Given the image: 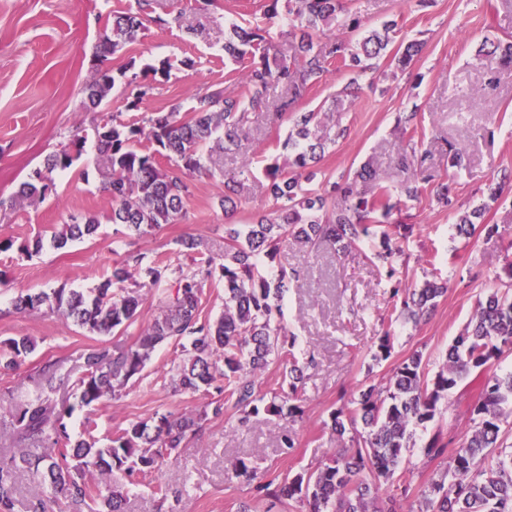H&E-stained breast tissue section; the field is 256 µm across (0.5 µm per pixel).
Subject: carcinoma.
Segmentation results:
<instances>
[{
  "mask_svg": "<svg viewBox=\"0 0 512 512\" xmlns=\"http://www.w3.org/2000/svg\"><path fill=\"white\" fill-rule=\"evenodd\" d=\"M281 0H265L266 22L247 29L234 24L224 42V55L244 64L243 98H228L216 90L197 99L193 110L179 116L172 111L152 116L142 123L124 122L114 115H102L86 128L79 126L70 145L48 155L21 183L17 200L36 205L51 190L37 177L54 175L79 158L88 138H93L102 189L112 198L108 220L119 239L141 238L182 215L190 186L187 176L209 172L203 162V148L220 153L237 144L248 109L257 106L272 87L283 94L277 116L292 124L285 146L291 157L281 166L265 167L269 194L282 201L271 213H256L248 224L225 227L224 255L214 256L201 238L187 236L179 241L196 254L201 270L180 273L178 288L160 306L153 322L143 328L133 345L118 352L100 344L85 353V371L76 383L77 404L59 401L66 376L55 360L43 362L36 374L32 393L10 403L0 426L10 431L23 447L0 448V508L12 503L18 473L41 484L45 495L30 502V512H52L51 504L62 497L78 512H124V487L112 483V474L143 476L159 463L187 447L190 439L210 417L231 408L238 423L246 426L259 415L292 416L301 412L298 398L302 370L293 350L286 348L287 334L280 324L281 300L288 283L305 276L302 269L267 276L262 265L271 263L291 241L314 248L329 245L344 253L371 236L380 235L381 250L374 258L386 267V276L398 274L401 246L397 240L412 232V225L394 218L400 211L390 186L382 183L372 163H365L341 181L326 180L311 186L314 167L324 146L312 141L311 127L319 113L301 110L299 103L329 73L330 67L366 70L370 61L387 53L398 22L384 23L352 46L336 36L342 27L361 28L349 0H287L288 12L281 14ZM137 9L114 11L98 37L95 76L85 88V107L98 111L115 87L112 69L104 66L108 56L135 42L145 23L167 27L177 18L152 16L148 0H136ZM284 24L294 39L293 54L270 55L275 26ZM417 40L393 50L396 67L413 65L420 51ZM490 65L485 79L496 81L497 67H512V42L497 43L485 53ZM172 65L162 61L147 65L140 73L126 76V85L136 87L128 107H139L154 84L170 78ZM417 112L397 117L403 135L417 134ZM411 201L424 195L456 213L448 184L419 162L400 188ZM480 210L457 216L459 235L471 233ZM100 217L88 213L72 216L52 231L49 243L63 249L73 241L96 237ZM170 265L162 258L131 253L112 266V276L96 291L84 293L64 285L47 293H27L17 298L15 308L37 312L46 309L70 319L82 330L105 336L126 330L137 319L144 298L124 284L139 275L156 285L166 277ZM219 274L224 282V311L216 318H200L201 296L206 278ZM447 283L427 280L415 288L396 280L391 298L401 304L399 315L415 324L426 319L447 292ZM174 342L181 357L170 370V384L187 394H206L216 382L224 398L210 400L181 413H155L149 420H131L113 432L105 444L87 439L71 440L65 419L76 408L89 407L105 397L119 399L129 381L141 375L158 345ZM512 346V295L492 290L479 301L463 332L449 346L441 368L429 374L422 356L413 354L394 367L387 386H368L359 391L351 406H340L329 414L330 428L338 440L348 444L313 471L276 475L255 486L260 500L296 501L307 512H397L399 499L382 496V485L393 479L407 450L417 444L416 429H427L448 405V393L469 377L478 382L480 394L473 413L474 429L452 446L442 429L420 439V460L428 465L446 461L420 491L417 508L409 512H512V450H506L502 425L505 406L512 405V370L505 374L486 373L500 360L504 348ZM30 336L0 341V370L14 369L20 359L35 352ZM283 365L282 384L289 393L266 397L258 391L257 373L272 361ZM98 472L104 482L94 483L88 474Z\"/></svg>",
  "mask_w": 512,
  "mask_h": 512,
  "instance_id": "cac0c4a2",
  "label": "carcinoma"
}]
</instances>
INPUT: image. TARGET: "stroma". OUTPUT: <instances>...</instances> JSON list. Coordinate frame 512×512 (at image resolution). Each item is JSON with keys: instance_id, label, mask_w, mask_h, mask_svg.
<instances>
[{"instance_id": "1", "label": "stroma", "mask_w": 512, "mask_h": 512, "mask_svg": "<svg viewBox=\"0 0 512 512\" xmlns=\"http://www.w3.org/2000/svg\"><path fill=\"white\" fill-rule=\"evenodd\" d=\"M134 0H0V238L17 245L39 233L52 232L69 216L92 211L108 214L111 199L101 190L95 168L96 150L86 143L73 165L57 174L43 202L12 205L11 200L31 170L51 153L70 143L77 124H90L83 109L84 85L94 76L98 34L112 11L132 6ZM364 29L381 27L395 19L399 39L421 40L423 50L415 64L400 71L389 57L376 60L374 69L354 72L331 70L304 98V110L326 107L329 114L313 128L324 143L317 181L337 180L364 162H373L382 181L400 187L406 178L398 157L407 148L394 131L398 113L418 112L415 143L426 164L450 184L459 212L484 207L482 228L470 237L459 236L454 219L431 197L409 205L414 231L404 249L410 261L402 273L421 284L430 271L448 281L431 316L419 324L389 323L391 284L372 253L379 239L335 257L294 245L277 257L278 268H304L307 275L292 285L282 302L281 322L294 352L304 360L300 400L303 416L282 419L260 416L248 428H239L234 411L207 421L179 459L165 460L152 475L116 474L127 491L128 512H238L254 501L253 484L237 476L234 463L245 459L258 471L282 474L313 469L332 457L339 443L327 426L330 411L357 397L369 385L384 387L393 368L413 352H420L429 371H438L453 338L470 319L487 289L502 288L508 279L506 247L512 242V191L497 202L488 196L501 172L512 169V68L501 70L492 94H485L484 39L512 40V0H351ZM155 14L170 18V27L147 24L137 41L111 56L119 70L128 64L143 68L167 60L171 76L145 96L138 110L128 111L131 90L116 84L108 97V111L122 120L140 119L178 108L189 112L198 94L222 90L236 98L243 91L241 71L224 59V40L231 23L264 24L259 0H212L196 9L193 0H153ZM280 96L270 89L261 105L250 109L238 145L215 158L217 168L232 170L242 158L253 162V174L240 191L235 223H248L259 210L273 206L266 190L264 167L287 162L284 142L288 121H273ZM348 129L346 138L337 127ZM456 143L465 149L463 169L449 167L447 149ZM191 193L184 217L162 225L135 241V250L166 257L175 269H192L189 256L179 251L181 238H204L214 254L224 252V211L219 205V179L190 177ZM498 231L487 234L486 225ZM125 243L115 241L111 223H103L95 239L74 242L61 250L45 247L35 256L17 246L0 252V340L28 335L35 353L17 369L0 375V395L20 396L32 390V376L46 360L59 361L68 377L65 396H73L82 376L89 348L106 344L118 350L135 342L141 328L159 312L162 295L174 292L173 273L148 294L138 320L126 333L93 336L58 315L42 311L20 313L12 306L22 292L48 291L67 285L94 290L112 275V266ZM435 254L434 265L417 264L421 254ZM390 332L393 349L385 361L373 354L383 332ZM175 345L157 347L146 368L129 383L120 399L105 398L90 409L75 410L67 421L72 438L84 435L86 419H93L96 439L106 440L130 419H146L157 412L180 413L198 404V397L175 391L165 373L176 357ZM477 386H462L448 395V407L437 425L449 440L460 439L473 427ZM289 434L294 445L283 448L279 437Z\"/></svg>"}]
</instances>
